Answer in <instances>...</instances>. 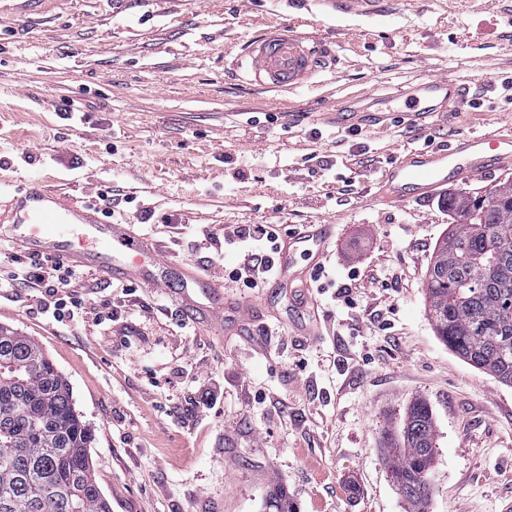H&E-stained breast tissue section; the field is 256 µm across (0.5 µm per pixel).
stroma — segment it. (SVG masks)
<instances>
[{"instance_id":"35a3bbf8","label":"stroma","mask_w":512,"mask_h":512,"mask_svg":"<svg viewBox=\"0 0 512 512\" xmlns=\"http://www.w3.org/2000/svg\"><path fill=\"white\" fill-rule=\"evenodd\" d=\"M333 41L336 72L266 93L235 57L269 19ZM469 86L454 123L352 130L361 112L422 75ZM512 0H405L381 22H339L314 0H0V196L30 180L77 204L112 199L114 221L164 245L174 265L224 279L226 228L336 224L321 333L273 288H233L267 322L218 334L185 314L176 275L110 287L83 270L85 319L55 322L45 286L0 292V325L34 338L90 425L112 512H408L383 453L418 399L437 449L428 512H502L512 499V386L435 335L426 272L451 225L437 198L393 205L378 178L406 148L512 124ZM221 388L217 409L207 400Z\"/></svg>"}]
</instances>
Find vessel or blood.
I'll return each mask as SVG.
<instances>
[{
  "instance_id": "vessel-or-blood-1",
  "label": "vessel or blood",
  "mask_w": 512,
  "mask_h": 512,
  "mask_svg": "<svg viewBox=\"0 0 512 512\" xmlns=\"http://www.w3.org/2000/svg\"><path fill=\"white\" fill-rule=\"evenodd\" d=\"M340 17L389 15L398 0H320ZM339 58L316 37L274 22L252 38L236 67L247 81L268 90L294 91L320 73L335 70ZM468 101L461 79L432 76L412 86L405 99L382 98L378 121L402 112L405 124L422 129L433 117H453ZM512 167V128L468 132L444 143L415 148L384 167L380 193L388 202L428 199L448 184L487 177ZM336 238L332 224H301L281 237L275 259L273 288L296 297L311 288ZM0 240L19 253L57 259L119 281L157 285V271L168 259L161 244L134 231L132 225L108 219L100 206L75 205L68 196L30 181L13 193L0 214ZM183 302L200 322H219L236 332L243 312L238 300L224 293L223 282L194 266L180 268Z\"/></svg>"
}]
</instances>
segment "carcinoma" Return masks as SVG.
<instances>
[{
  "instance_id": "obj_1",
  "label": "carcinoma",
  "mask_w": 512,
  "mask_h": 512,
  "mask_svg": "<svg viewBox=\"0 0 512 512\" xmlns=\"http://www.w3.org/2000/svg\"><path fill=\"white\" fill-rule=\"evenodd\" d=\"M453 223L427 277L435 335L468 365L512 384V178L448 194ZM429 404L408 408L384 458L410 512H427L435 455ZM93 435L68 378L37 341L0 326V512H111L96 478Z\"/></svg>"
}]
</instances>
